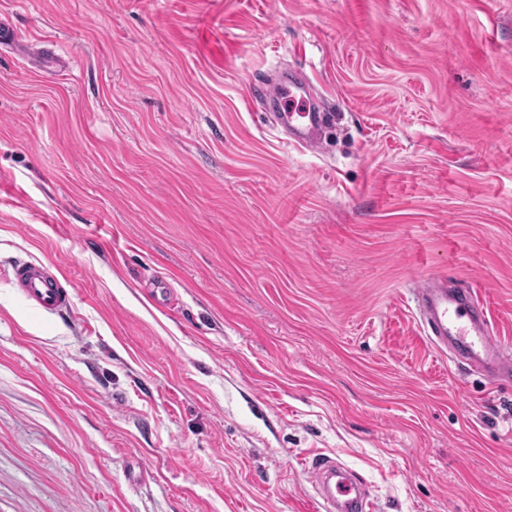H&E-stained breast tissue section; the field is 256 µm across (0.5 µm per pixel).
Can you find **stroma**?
I'll return each instance as SVG.
<instances>
[{
  "instance_id": "1",
  "label": "stroma",
  "mask_w": 512,
  "mask_h": 512,
  "mask_svg": "<svg viewBox=\"0 0 512 512\" xmlns=\"http://www.w3.org/2000/svg\"><path fill=\"white\" fill-rule=\"evenodd\" d=\"M0 18V512H308L317 455L377 512H512V379L449 362L411 296L480 290L512 351V0ZM284 72L335 117L320 151L246 103ZM10 279L25 300L45 315H59L71 309L73 294L63 285L61 269L52 262L16 261L11 265Z\"/></svg>"
}]
</instances>
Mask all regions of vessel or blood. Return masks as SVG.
<instances>
[{"instance_id": "b4317fda", "label": "vessel or blood", "mask_w": 512, "mask_h": 512, "mask_svg": "<svg viewBox=\"0 0 512 512\" xmlns=\"http://www.w3.org/2000/svg\"><path fill=\"white\" fill-rule=\"evenodd\" d=\"M268 94L278 102L290 144L318 148L324 113L318 112L292 82H280ZM10 279L25 300L43 314L59 315L72 306L73 294L64 286V275L54 263L16 261L10 268ZM412 293L423 331L432 343L485 374L490 382L512 374V353L506 352L493 336L476 289L452 287L446 278L431 275L418 283ZM308 478L321 512H373L364 483L336 459L313 458Z\"/></svg>"}]
</instances>
